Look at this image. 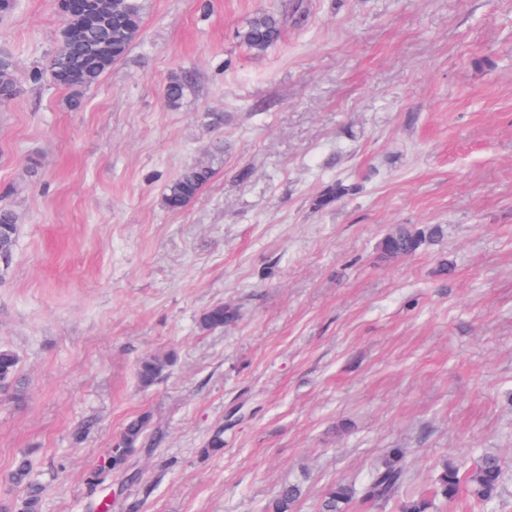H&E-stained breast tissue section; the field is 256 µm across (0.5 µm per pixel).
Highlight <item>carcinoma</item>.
<instances>
[{"label":"carcinoma","instance_id":"carcinoma-1","mask_svg":"<svg viewBox=\"0 0 512 512\" xmlns=\"http://www.w3.org/2000/svg\"><path fill=\"white\" fill-rule=\"evenodd\" d=\"M147 0H101V10L87 19L76 40L61 38L48 59L47 70L53 83L67 92L66 105L72 111L82 108L85 94L94 87L112 66L123 59L138 39L143 24ZM307 19V9L301 0L289 5L280 15L268 11L254 14L238 30L237 38L249 52L261 56L280 41L283 24L292 22L301 27ZM0 87L19 94L15 77V63L10 56L0 58ZM187 84L179 77L172 78L165 87L164 96L169 106L182 100ZM212 177L208 165L196 164L182 169L164 188L162 206L171 211L185 209L203 190ZM354 188L336 181L316 200V208L334 206ZM443 235L441 225L417 228L396 226L381 242L387 257L410 255L425 242ZM17 239V220L12 208L0 205V257L13 254ZM237 311L217 303L202 312L197 324L202 331H212L235 321ZM175 362V356H149L139 361L137 379L144 388L156 384ZM21 359L16 351L0 344V384L15 390ZM152 418L142 414L127 422L117 443L108 454L111 470L119 472L127 455L141 448H154L151 441ZM412 471L403 451L392 449L360 482H338L324 492L318 512H349L357 500L365 503L388 504L400 500V512H441V506L456 499L465 491L478 505L480 512H495L502 494L504 462L495 448H485L473 466L460 470L454 464L443 463L433 480V494L400 499L402 489L411 481ZM6 482L22 489L23 494L13 504L15 512H41L43 484L33 461L22 456L15 460ZM302 486L288 484L264 505L262 512H295L302 497Z\"/></svg>","mask_w":512,"mask_h":512}]
</instances>
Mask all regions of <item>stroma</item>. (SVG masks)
<instances>
[{"mask_svg":"<svg viewBox=\"0 0 512 512\" xmlns=\"http://www.w3.org/2000/svg\"><path fill=\"white\" fill-rule=\"evenodd\" d=\"M281 2L148 0L76 112L43 74L54 0L0 21L20 85L0 108L18 224L0 342L22 393L0 397V512L24 453L42 512H260L288 483L295 512H317L393 448L420 492L442 462L497 449L512 512V0H304V27L250 55L238 30ZM196 163L207 187L162 207ZM337 180L354 194L315 209ZM397 224L444 235L382 258ZM217 303L236 321L200 331ZM169 352L141 388L139 360ZM143 413L158 449L89 487ZM212 173L209 165L185 167L165 186L161 198L162 206L171 212L185 209L210 181Z\"/></svg>","mask_w":512,"mask_h":512,"instance_id":"1","label":"stroma"}]
</instances>
